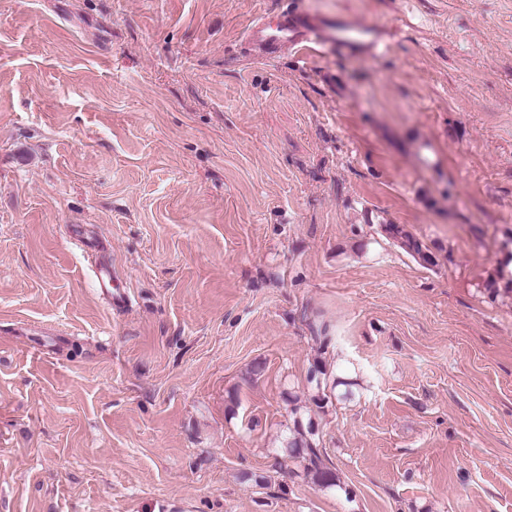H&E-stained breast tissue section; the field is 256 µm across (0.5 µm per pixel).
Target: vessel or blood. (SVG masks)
<instances>
[{"label": "vessel or blood", "instance_id": "obj_1", "mask_svg": "<svg viewBox=\"0 0 512 512\" xmlns=\"http://www.w3.org/2000/svg\"><path fill=\"white\" fill-rule=\"evenodd\" d=\"M248 41L265 58L288 50L304 55L319 46L342 56L363 58L378 57L388 49L383 28L347 16H323L303 8L291 9L273 19L257 18L250 27ZM95 278L99 293L108 304H125V297L112 291L116 273L105 261H98Z\"/></svg>", "mask_w": 512, "mask_h": 512}]
</instances>
